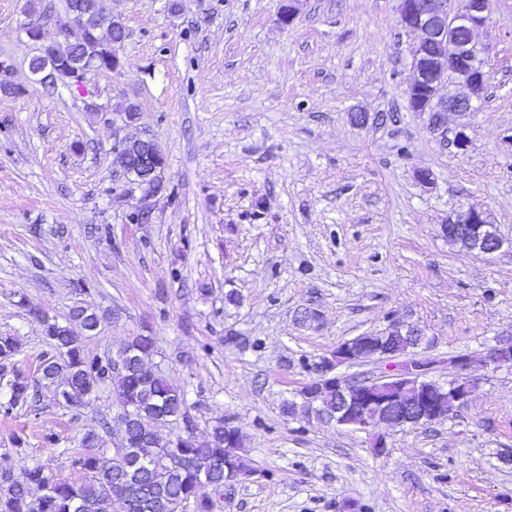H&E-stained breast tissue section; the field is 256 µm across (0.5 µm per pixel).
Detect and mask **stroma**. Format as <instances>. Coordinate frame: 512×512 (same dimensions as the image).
<instances>
[{
  "label": "stroma",
  "instance_id": "stroma-1",
  "mask_svg": "<svg viewBox=\"0 0 512 512\" xmlns=\"http://www.w3.org/2000/svg\"><path fill=\"white\" fill-rule=\"evenodd\" d=\"M282 5L107 0L128 32L121 66L76 90L30 73L22 30L32 13L56 39L65 0H0V64L25 88L0 95V335L19 340L13 370L36 379L47 349L30 305L102 357L153 337L198 435L221 417L245 436L254 472L215 512H512V368L483 364L512 336V250L471 254L440 230L473 207L512 240V0L475 34L489 73L477 110L447 117L466 126L462 150L409 106L415 36L396 0H301L287 26ZM359 112L368 124L352 123ZM128 136L164 155L154 196L130 190L112 151ZM79 306L98 315L95 333L72 320ZM306 307L316 315L303 322ZM393 315L424 327L429 355L472 357L467 406L377 426L381 457L371 435L283 415L323 357ZM118 404L114 382L80 410L38 386L31 407L0 412V470L39 462L80 481L67 456Z\"/></svg>",
  "mask_w": 512,
  "mask_h": 512
}]
</instances>
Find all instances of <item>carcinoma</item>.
<instances>
[{"label":"carcinoma","mask_w":512,"mask_h":512,"mask_svg":"<svg viewBox=\"0 0 512 512\" xmlns=\"http://www.w3.org/2000/svg\"><path fill=\"white\" fill-rule=\"evenodd\" d=\"M91 40L78 44L63 40L55 47L60 58L79 53L112 58V41L98 39L101 21L84 15ZM28 314L42 326L49 351L43 355L39 378L32 383L16 375L10 380L4 412L27 406L34 388L53 384L65 404L73 409L89 406L112 377L119 379L122 425L104 421L105 432L117 433L124 453L109 454L99 434H83L82 451L70 456L73 469L83 474L80 482L58 479L40 463L27 468L17 479L0 471V512H107L108 497L122 500L126 512H167L174 502L194 500L196 512H213L216 499L249 475L241 430L218 418L206 436L200 438L191 425L163 442L157 428L186 419V395L153 363L155 345L148 336H133L120 348L127 358L122 372H112V357L87 352L69 327L47 316L36 306ZM388 349L398 355L412 351L411 338L400 334L385 339ZM19 351L18 339L0 335V372L13 367Z\"/></svg>","instance_id":"obj_1"}]
</instances>
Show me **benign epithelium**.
<instances>
[{"label": "benign epithelium", "mask_w": 512, "mask_h": 512, "mask_svg": "<svg viewBox=\"0 0 512 512\" xmlns=\"http://www.w3.org/2000/svg\"><path fill=\"white\" fill-rule=\"evenodd\" d=\"M95 11L106 16L105 0H84L82 8L68 12L58 20V35L64 39L81 30L80 13ZM489 0H465L461 10L453 7L452 0H398L397 13L401 26L418 34V42L411 56L413 78L407 95L413 111L455 112L464 115L476 109L480 101L479 89L487 82L484 60L475 44L474 32L488 21ZM28 39L39 44L38 53L30 59L32 74L46 73V78L73 87L82 82L89 71L99 70L93 60L72 58L60 61L53 55L54 41L44 38L40 23L30 19L24 24ZM454 84L447 96L438 95L443 84ZM126 139L114 146L124 168L136 167L139 176L149 179L147 192L161 188L159 169L163 154L157 144L131 163ZM442 232L452 240L465 237L467 248L477 255L498 252L504 240L492 220L491 213L472 208H459L441 225ZM419 339L410 356L401 359L390 351L380 349L372 335H361L336 347L331 357L321 361L324 380L309 383L302 392L300 410L314 412L315 398L323 390L336 392V409L326 415L338 426L370 432L378 423L394 429L419 426L448 416L447 410L466 406L473 392L470 374L472 358L467 354L452 355L448 363V382L440 384L429 379L437 365L421 356L429 340L424 330L417 329ZM378 359L386 364L387 374L366 380H355L335 373L341 365L364 359ZM484 364L495 368L512 366V341L503 339L490 349Z\"/></svg>", "instance_id": "obj_1"}]
</instances>
